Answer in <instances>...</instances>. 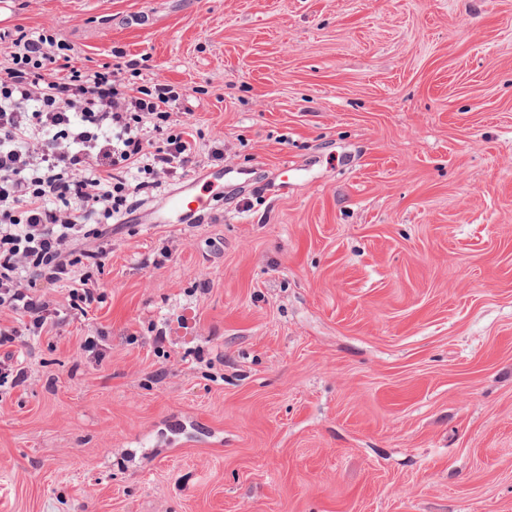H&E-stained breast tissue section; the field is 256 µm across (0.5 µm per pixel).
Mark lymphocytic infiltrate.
<instances>
[{"instance_id":"1","label":"lymphocytic infiltrate","mask_w":512,"mask_h":512,"mask_svg":"<svg viewBox=\"0 0 512 512\" xmlns=\"http://www.w3.org/2000/svg\"><path fill=\"white\" fill-rule=\"evenodd\" d=\"M0 347L26 345L64 319L48 289L101 302L97 276L110 252L102 219L131 194L187 171L194 148L171 122L180 92L133 86L125 64H71L55 34H0Z\"/></svg>"}]
</instances>
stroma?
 I'll use <instances>...</instances> for the list:
<instances>
[{"label": "stroma", "instance_id": "stroma-1", "mask_svg": "<svg viewBox=\"0 0 512 512\" xmlns=\"http://www.w3.org/2000/svg\"><path fill=\"white\" fill-rule=\"evenodd\" d=\"M181 88L195 224L12 348L0 512H512V0H0ZM103 334L102 360L85 352Z\"/></svg>", "mask_w": 512, "mask_h": 512}]
</instances>
